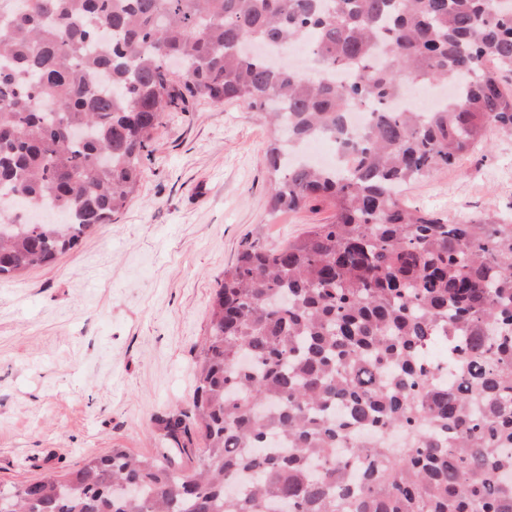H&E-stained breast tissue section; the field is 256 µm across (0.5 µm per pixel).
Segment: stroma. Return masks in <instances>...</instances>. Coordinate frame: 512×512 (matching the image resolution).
Returning a JSON list of instances; mask_svg holds the SVG:
<instances>
[{"instance_id":"1","label":"stroma","mask_w":512,"mask_h":512,"mask_svg":"<svg viewBox=\"0 0 512 512\" xmlns=\"http://www.w3.org/2000/svg\"><path fill=\"white\" fill-rule=\"evenodd\" d=\"M272 139L260 114L233 102L166 113L111 223L0 280L1 484L114 448L164 453L153 419L191 402L225 268L245 244L280 247L331 215L321 202L270 213ZM403 199L451 221L512 213V135L490 136Z\"/></svg>"}]
</instances>
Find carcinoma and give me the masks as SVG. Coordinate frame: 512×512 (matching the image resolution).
Returning a JSON list of instances; mask_svg holds the SVG:
<instances>
[{"label":"carcinoma","mask_w":512,"mask_h":512,"mask_svg":"<svg viewBox=\"0 0 512 512\" xmlns=\"http://www.w3.org/2000/svg\"><path fill=\"white\" fill-rule=\"evenodd\" d=\"M293 41L307 74L246 50ZM508 79L512 0H0V207L67 216H0V277L110 223L164 114L199 100L287 135L271 211L333 210L224 270L192 404L155 419L175 456H88L0 485V512H512V224L402 199L512 134ZM408 82L458 93L391 110ZM319 133L352 144L349 173L284 161ZM436 341L452 383L421 358Z\"/></svg>","instance_id":"obj_1"}]
</instances>
